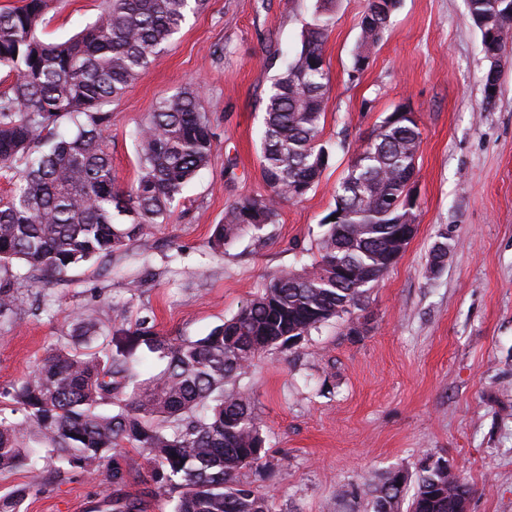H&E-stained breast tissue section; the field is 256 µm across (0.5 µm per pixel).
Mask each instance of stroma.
I'll return each instance as SVG.
<instances>
[{
    "mask_svg": "<svg viewBox=\"0 0 512 512\" xmlns=\"http://www.w3.org/2000/svg\"><path fill=\"white\" fill-rule=\"evenodd\" d=\"M315 0H207L188 13L155 64L114 101L105 132L127 190L139 174L134 133L158 102L196 91L216 150L152 236L50 279L49 312L0 327V391L28 376L81 318L133 325L150 316L169 339H197L232 318L268 277L316 254L323 219L355 148L397 107L415 112L417 232L370 288L360 335L352 315L291 346L261 353L253 391L269 470L238 479L275 512H373L366 485L400 469L416 477L439 458L469 482V512H512V61L486 99L489 68L467 0H401L369 66L353 72L367 0H333L324 45L331 82L321 179L279 205L278 223L214 254L208 241L233 202L264 194L259 131L284 56L301 48ZM102 0H52L41 36L63 41L92 23ZM444 244L432 268L435 244ZM57 460L20 512H106L104 478H56Z\"/></svg>",
    "mask_w": 512,
    "mask_h": 512,
    "instance_id": "stroma-1",
    "label": "stroma"
}]
</instances>
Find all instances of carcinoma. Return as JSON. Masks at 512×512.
Returning a JSON list of instances; mask_svg holds the SVG:
<instances>
[{
	"label": "carcinoma",
	"instance_id": "cac0c4a2",
	"mask_svg": "<svg viewBox=\"0 0 512 512\" xmlns=\"http://www.w3.org/2000/svg\"><path fill=\"white\" fill-rule=\"evenodd\" d=\"M203 0H104L83 31L47 42L40 29L50 0H24L0 12V66L13 81L0 91V169L18 182L0 199V323L22 320L26 296L8 267L28 269L32 286L90 261H104L149 237L198 173L208 167L215 136L199 97L185 91L159 103L136 135L140 174L124 191L115 185L104 139L112 101L154 64ZM302 30L301 49L285 60L267 96L261 136V174L267 193L226 208L211 248L244 231L278 223L283 199H302L319 181L329 150L321 143L330 75L323 56L331 17L316 0ZM495 0H468L482 33L484 54L507 55L512 13ZM398 0H368L353 52L364 71ZM418 124L401 114L382 121L355 150L325 218L318 257L282 269L241 311L199 339L157 336L149 317L117 332L131 337L112 354L58 345L4 393L23 419L0 418V471L28 469L43 447L58 461L92 476L105 473L112 512H144L130 496L127 449L145 455L151 493L174 502L173 512H272L269 500L236 481L245 468H267L265 436L246 388L226 389L257 354L291 344L325 322L363 305L366 293L392 266L393 236L406 223L402 197L410 192L420 148ZM335 220H330V217ZM83 338L108 332L93 319L77 327ZM143 344L164 367L147 378L133 348ZM112 406V412L103 410ZM0 496V512H19L43 472ZM408 476L389 472L367 484L374 512H395ZM464 477L452 484L441 463L424 462L409 512H457Z\"/></svg>",
	"mask_w": 512,
	"mask_h": 512
}]
</instances>
